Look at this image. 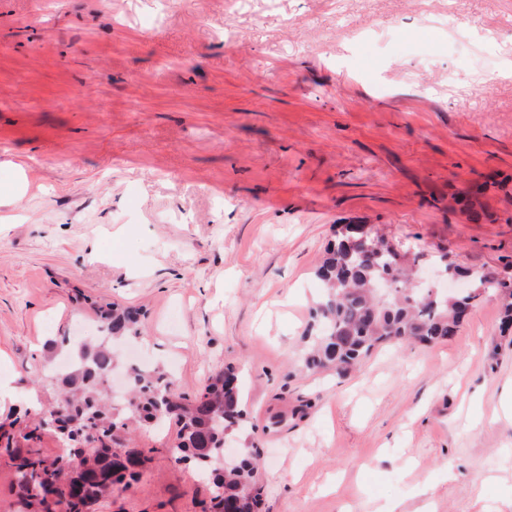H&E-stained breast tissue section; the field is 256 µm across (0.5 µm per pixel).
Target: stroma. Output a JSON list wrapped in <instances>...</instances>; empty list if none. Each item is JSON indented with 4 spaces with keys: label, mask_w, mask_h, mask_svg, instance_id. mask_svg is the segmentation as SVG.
Segmentation results:
<instances>
[{
    "label": "stroma",
    "mask_w": 512,
    "mask_h": 512,
    "mask_svg": "<svg viewBox=\"0 0 512 512\" xmlns=\"http://www.w3.org/2000/svg\"><path fill=\"white\" fill-rule=\"evenodd\" d=\"M489 171L512 181V0H0V418L53 402L47 342L114 301L187 398L239 372L265 512H512L497 298L442 343L295 369L342 225L503 273L512 223L448 210ZM177 432L141 427L96 512H199Z\"/></svg>",
    "instance_id": "obj_1"
}]
</instances>
